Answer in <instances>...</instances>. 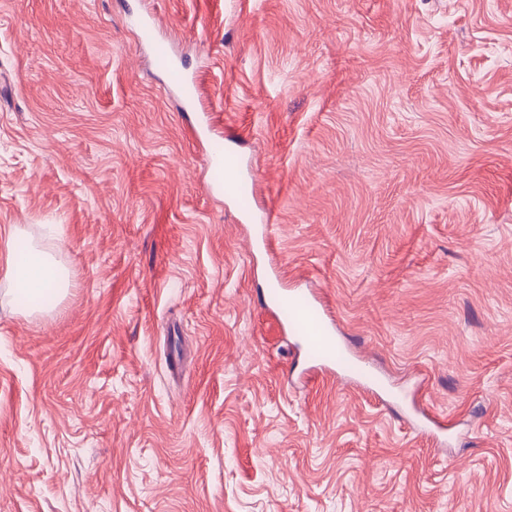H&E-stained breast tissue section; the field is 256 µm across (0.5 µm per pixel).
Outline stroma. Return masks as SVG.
<instances>
[{
    "mask_svg": "<svg viewBox=\"0 0 512 512\" xmlns=\"http://www.w3.org/2000/svg\"><path fill=\"white\" fill-rule=\"evenodd\" d=\"M33 247L70 286L0 295V512H512V0H0V292ZM274 270L413 404L286 386ZM140 30L143 40L151 49L154 61L161 69L174 76L176 81L174 87L183 107L187 111L194 110L195 82L184 73L182 63L173 53L170 44L158 36L154 18L149 13L142 20ZM202 166L209 171L210 182L207 191L234 200L244 192H253L256 187L255 175H246L235 156L224 155L218 143L210 147L202 157Z\"/></svg>",
    "mask_w": 512,
    "mask_h": 512,
    "instance_id": "1",
    "label": "stroma"
}]
</instances>
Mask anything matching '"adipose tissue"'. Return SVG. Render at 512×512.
I'll list each match as a JSON object with an SVG mask.
<instances>
[{
    "label": "adipose tissue",
    "instance_id": "1",
    "mask_svg": "<svg viewBox=\"0 0 512 512\" xmlns=\"http://www.w3.org/2000/svg\"><path fill=\"white\" fill-rule=\"evenodd\" d=\"M5 278L10 287L24 291L35 300L46 294H61L69 286L67 269L35 249L24 263H7Z\"/></svg>",
    "mask_w": 512,
    "mask_h": 512
}]
</instances>
